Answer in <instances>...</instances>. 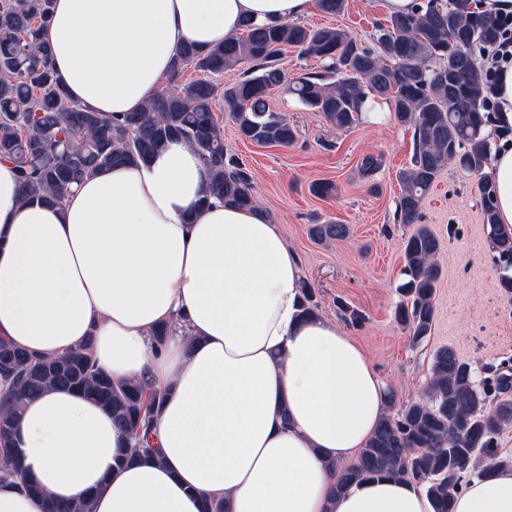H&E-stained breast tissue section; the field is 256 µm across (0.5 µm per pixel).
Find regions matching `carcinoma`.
I'll use <instances>...</instances> for the list:
<instances>
[{
    "instance_id": "carcinoma-1",
    "label": "carcinoma",
    "mask_w": 512,
    "mask_h": 512,
    "mask_svg": "<svg viewBox=\"0 0 512 512\" xmlns=\"http://www.w3.org/2000/svg\"><path fill=\"white\" fill-rule=\"evenodd\" d=\"M317 6L326 15L339 16L347 0H317ZM51 10L52 0H0V157L15 164L25 200L60 203L84 178L116 165L136 166L179 139L209 166L214 198L252 207L257 196L251 174L229 154L213 106L224 103L241 139L288 147L296 141V129L270 107L276 89L341 129L356 126L375 102L390 104L395 121L412 130L413 141L411 165L399 173L398 224L420 221L423 199L445 168L481 175L490 164L492 145L484 129L494 87L476 55L465 48L495 43L500 25L495 15L475 11L472 0H414L409 12L374 24L371 47L343 28L259 24L246 18L240 33L219 47L201 51L186 45L168 74L171 88L143 111L111 118L77 107L57 77L50 49L40 40ZM288 47L317 58L320 69L288 77L283 64ZM189 66L200 76L182 83ZM235 70L237 78L219 86L217 79ZM481 208L491 260L504 272L500 286L511 293L512 235L497 225L487 181ZM348 235L347 225L333 221L310 228L318 243ZM439 250V239L424 226L403 245V299L394 318L416 342L432 328ZM482 370L479 378L453 348L438 349L420 395L401 404L389 392L386 413L356 462L336 467V493L360 480L402 476L424 486L434 512H453L454 496L466 478L489 477L496 468L512 467V456L498 449V439L512 428V358ZM0 380L8 384L0 409L1 483L19 476L10 439L21 406L50 387L79 390L130 432L132 447L119 465L156 455L147 442L151 409L163 394L138 380L112 382L86 345L44 357L0 342ZM45 512H93V499L70 504L48 498Z\"/></svg>"
}]
</instances>
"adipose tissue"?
<instances>
[{"instance_id": "obj_1", "label": "adipose tissue", "mask_w": 512, "mask_h": 512, "mask_svg": "<svg viewBox=\"0 0 512 512\" xmlns=\"http://www.w3.org/2000/svg\"><path fill=\"white\" fill-rule=\"evenodd\" d=\"M314 0H54L41 38L73 102L106 116L139 111L186 43L236 35L241 18L286 22ZM487 174L512 233V141ZM0 158V341L44 356L90 343L116 382L147 381L158 458L118 466L132 439L98 402L55 387L27 401L11 436L21 480L0 512H44L42 497L93 494V512H433L415 481L382 477L336 493L334 463L356 456L386 411L368 353L332 319L302 316L301 269L260 205L211 196L185 142L145 164L86 179L63 203H22ZM184 332L155 344L162 324ZM454 512H512V469L474 479Z\"/></svg>"}]
</instances>
